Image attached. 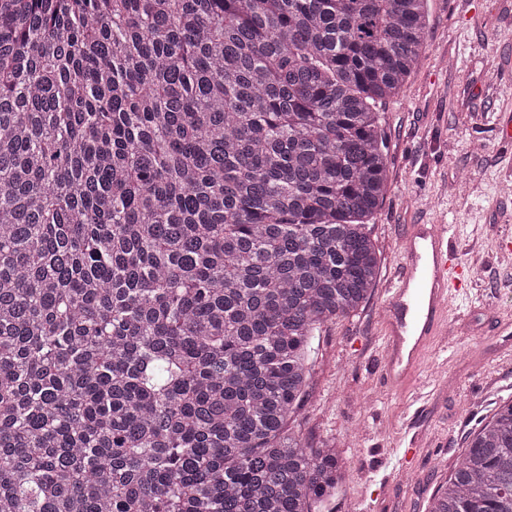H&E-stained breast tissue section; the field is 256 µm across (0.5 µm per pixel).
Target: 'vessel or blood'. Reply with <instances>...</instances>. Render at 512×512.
Segmentation results:
<instances>
[{
	"label": "vessel or blood",
	"mask_w": 512,
	"mask_h": 512,
	"mask_svg": "<svg viewBox=\"0 0 512 512\" xmlns=\"http://www.w3.org/2000/svg\"><path fill=\"white\" fill-rule=\"evenodd\" d=\"M399 273L388 290L383 382L404 388L449 321L464 282L462 255L444 224L412 225L402 241Z\"/></svg>",
	"instance_id": "b4317fda"
}]
</instances>
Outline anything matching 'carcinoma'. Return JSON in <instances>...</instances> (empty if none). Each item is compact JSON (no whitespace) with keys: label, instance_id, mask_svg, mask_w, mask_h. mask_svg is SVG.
<instances>
[{"label":"carcinoma","instance_id":"cac0c4a2","mask_svg":"<svg viewBox=\"0 0 512 512\" xmlns=\"http://www.w3.org/2000/svg\"><path fill=\"white\" fill-rule=\"evenodd\" d=\"M427 0H0V512H312ZM428 512H512V402Z\"/></svg>","mask_w":512,"mask_h":512}]
</instances>
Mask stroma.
<instances>
[{
    "instance_id": "obj_1",
    "label": "stroma",
    "mask_w": 512,
    "mask_h": 512,
    "mask_svg": "<svg viewBox=\"0 0 512 512\" xmlns=\"http://www.w3.org/2000/svg\"><path fill=\"white\" fill-rule=\"evenodd\" d=\"M378 110L390 191L369 225L377 283L322 327L307 400L288 422L342 455L349 477L324 512H427L465 436L512 400V253L498 249L512 232V140L495 132L512 123V0H428L425 59ZM435 221L460 243L472 283L414 383L395 392L381 382L385 294L408 226Z\"/></svg>"
}]
</instances>
